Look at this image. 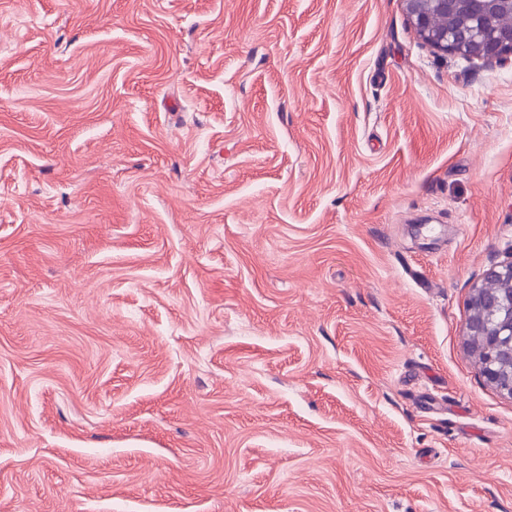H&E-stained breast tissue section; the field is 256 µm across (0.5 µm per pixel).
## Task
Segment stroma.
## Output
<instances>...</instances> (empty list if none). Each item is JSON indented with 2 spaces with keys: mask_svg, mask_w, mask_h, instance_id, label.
<instances>
[{
  "mask_svg": "<svg viewBox=\"0 0 512 512\" xmlns=\"http://www.w3.org/2000/svg\"><path fill=\"white\" fill-rule=\"evenodd\" d=\"M511 257L512 57L403 0H0V512H512ZM506 282L504 291L496 283ZM489 288H487V284ZM512 257L510 261L493 264L483 282L472 289L470 315L466 323L467 345L479 337L482 349L478 356L484 378L500 393L512 397ZM497 312H504L495 318Z\"/></svg>",
  "mask_w": 512,
  "mask_h": 512,
  "instance_id": "obj_1",
  "label": "stroma"
}]
</instances>
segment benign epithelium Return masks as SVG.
Masks as SVG:
<instances>
[{"label":"benign epithelium","instance_id":"obj_1","mask_svg":"<svg viewBox=\"0 0 512 512\" xmlns=\"http://www.w3.org/2000/svg\"><path fill=\"white\" fill-rule=\"evenodd\" d=\"M466 1L483 10L495 7L512 10V0H404L411 24L430 46L482 62H496L511 55L512 26L498 30L490 42L481 45L464 39L450 43L448 35L432 29L433 14L439 13L453 20ZM492 282H506L509 288L501 291L487 287ZM469 308L466 336L469 340L481 339L478 361L482 374L500 393L512 397V260L487 269L483 282L472 289Z\"/></svg>","mask_w":512,"mask_h":512}]
</instances>
